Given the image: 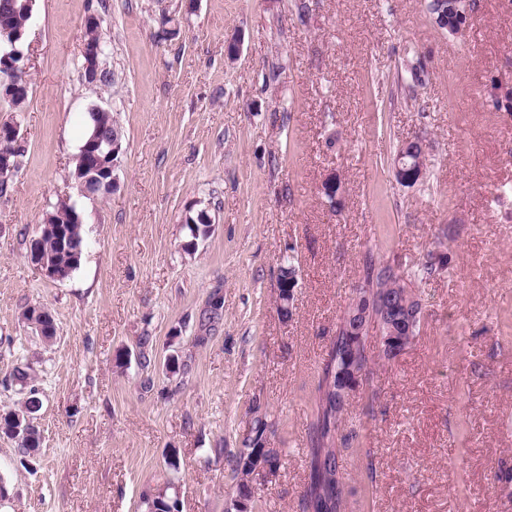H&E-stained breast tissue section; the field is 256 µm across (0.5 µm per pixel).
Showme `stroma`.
Masks as SVG:
<instances>
[{
  "mask_svg": "<svg viewBox=\"0 0 512 512\" xmlns=\"http://www.w3.org/2000/svg\"><path fill=\"white\" fill-rule=\"evenodd\" d=\"M428 3L36 0L24 153L0 196V376L35 369L42 440L27 454L0 433V512H143L169 479L182 512H225L258 412L275 418L281 467L257 482L254 510L305 512L339 316L367 261L410 267L440 243L447 269L411 284L416 337L371 361L336 434L345 512H512L498 480L512 469V112L489 97L512 88V0H474L459 36ZM91 14L105 87L82 77ZM167 19L176 33L158 40ZM95 106L124 133L103 202L79 198L70 176ZM411 139L427 167L404 187L393 157ZM69 196L87 246L53 281L27 253ZM201 211L213 230L192 245L184 220ZM289 257L299 287L285 320ZM39 304L49 343L23 320Z\"/></svg>",
  "mask_w": 512,
  "mask_h": 512,
  "instance_id": "stroma-1",
  "label": "stroma"
}]
</instances>
